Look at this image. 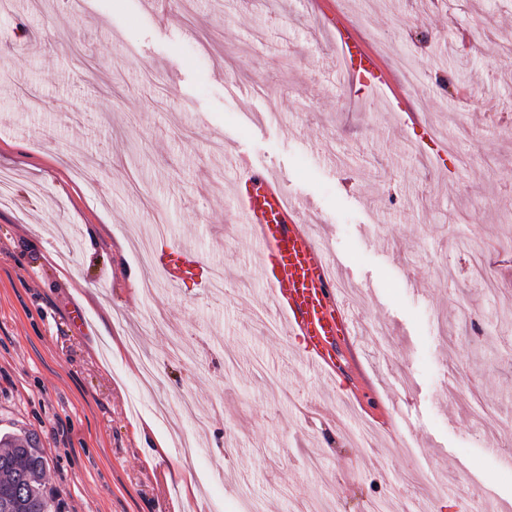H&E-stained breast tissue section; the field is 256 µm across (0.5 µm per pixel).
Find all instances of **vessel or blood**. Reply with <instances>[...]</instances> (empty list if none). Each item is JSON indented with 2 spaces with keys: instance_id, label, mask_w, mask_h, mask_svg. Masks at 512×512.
Wrapping results in <instances>:
<instances>
[{
  "instance_id": "1",
  "label": "vessel or blood",
  "mask_w": 512,
  "mask_h": 512,
  "mask_svg": "<svg viewBox=\"0 0 512 512\" xmlns=\"http://www.w3.org/2000/svg\"><path fill=\"white\" fill-rule=\"evenodd\" d=\"M331 23L341 34L338 72L361 90L389 84L384 65L364 42L347 32L342 18ZM235 167V201L246 223L252 224L259 244L260 271L271 301L284 319L287 335L303 338L310 362L335 368L341 346L354 333L353 321L339 300L336 277L325 249L308 232L305 204L292 197L282 179L254 164L245 152L231 159ZM155 270L169 285H180L187 273L205 265L203 256L169 238L154 248Z\"/></svg>"
}]
</instances>
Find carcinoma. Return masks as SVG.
Masks as SVG:
<instances>
[{"label":"carcinoma","instance_id":"carcinoma-1","mask_svg":"<svg viewBox=\"0 0 512 512\" xmlns=\"http://www.w3.org/2000/svg\"><path fill=\"white\" fill-rule=\"evenodd\" d=\"M46 462L30 437H0V512H53L45 490Z\"/></svg>","mask_w":512,"mask_h":512}]
</instances>
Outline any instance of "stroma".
Segmentation results:
<instances>
[{
	"instance_id": "35a3bbf8",
	"label": "stroma",
	"mask_w": 512,
	"mask_h": 512,
	"mask_svg": "<svg viewBox=\"0 0 512 512\" xmlns=\"http://www.w3.org/2000/svg\"><path fill=\"white\" fill-rule=\"evenodd\" d=\"M331 9L414 72L444 166L337 88ZM231 147L310 204L358 330L335 378L264 295ZM1 169L0 433L36 437L60 512H434L477 487L512 512V0H9ZM159 224L222 290L158 281ZM160 400L193 406L190 452Z\"/></svg>"
}]
</instances>
